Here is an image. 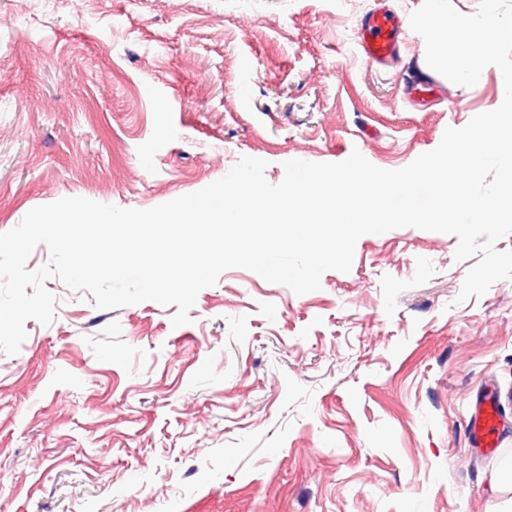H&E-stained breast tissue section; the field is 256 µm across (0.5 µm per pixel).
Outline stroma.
Segmentation results:
<instances>
[{
    "label": "stroma",
    "mask_w": 512,
    "mask_h": 512,
    "mask_svg": "<svg viewBox=\"0 0 512 512\" xmlns=\"http://www.w3.org/2000/svg\"><path fill=\"white\" fill-rule=\"evenodd\" d=\"M373 0H0V233L83 197L149 209L241 157L397 170L498 108L503 76L437 79L405 29L385 68ZM456 236L366 234L303 295L243 268L190 324L96 308L59 279L48 326L0 350V512H493L504 460L467 446L502 393L512 437V280L457 303ZM402 29L400 17L376 8L361 23L358 46L363 59L371 64L384 65L398 52Z\"/></svg>",
    "instance_id": "obj_1"
}]
</instances>
